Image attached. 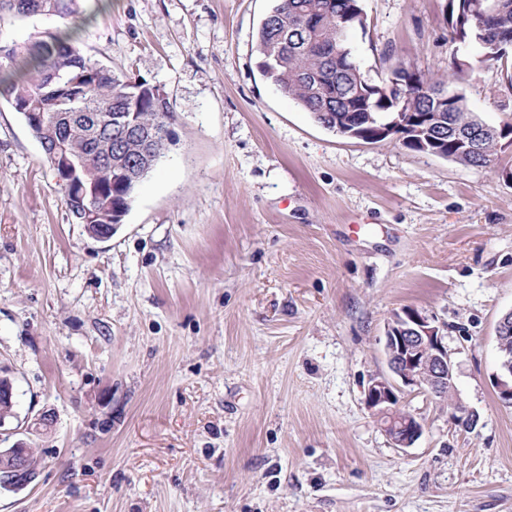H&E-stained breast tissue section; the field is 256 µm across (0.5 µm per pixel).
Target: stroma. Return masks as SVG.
<instances>
[{
	"instance_id": "35a3bbf8",
	"label": "stroma",
	"mask_w": 512,
	"mask_h": 512,
	"mask_svg": "<svg viewBox=\"0 0 512 512\" xmlns=\"http://www.w3.org/2000/svg\"><path fill=\"white\" fill-rule=\"evenodd\" d=\"M350 39L371 78L447 77L487 124L512 80L448 41V0H363ZM271 0H88L0 19V47L66 25L82 53L160 85L165 157L112 238L68 210L36 137L0 98V376L34 435L38 476L0 512H512V407L495 330L512 309V147L495 168L329 132L262 75ZM405 306L443 324L463 433L423 423L393 447L365 405Z\"/></svg>"
}]
</instances>
